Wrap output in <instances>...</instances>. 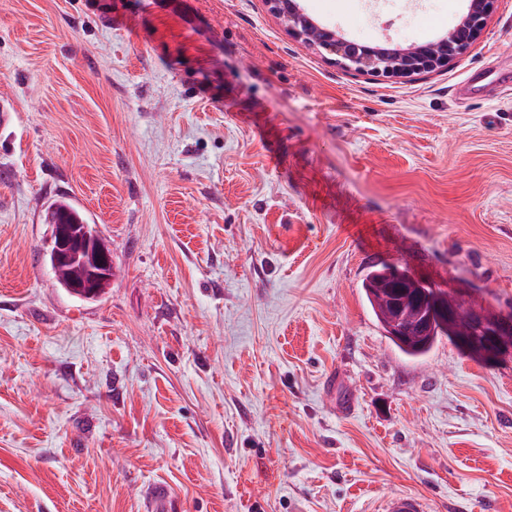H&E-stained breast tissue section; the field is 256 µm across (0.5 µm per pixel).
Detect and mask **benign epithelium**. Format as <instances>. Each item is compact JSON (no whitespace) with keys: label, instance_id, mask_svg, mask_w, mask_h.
Here are the masks:
<instances>
[{"label":"benign epithelium","instance_id":"benign-epithelium-1","mask_svg":"<svg viewBox=\"0 0 512 512\" xmlns=\"http://www.w3.org/2000/svg\"><path fill=\"white\" fill-rule=\"evenodd\" d=\"M497 0H468L466 12L456 26L435 41L407 47L386 43L364 45L340 32L320 25L300 6L299 0H269L272 13L285 24L288 33L306 44L334 55V62L358 72L383 77H409L445 66L463 55L483 33ZM50 266H61L78 260L86 267L81 279L62 283L69 294L83 300L102 296L112 262V251L92 224L59 222L51 225ZM375 293L388 292L393 317L387 326L389 335L398 342L420 341L437 332L448 334L467 355L489 364L509 356L512 358V316L480 319L478 335L458 336L454 321L458 310L448 297L430 294L416 278L395 270L387 279L377 282Z\"/></svg>","mask_w":512,"mask_h":512}]
</instances>
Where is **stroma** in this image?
I'll return each mask as SVG.
<instances>
[{"instance_id": "stroma-1", "label": "stroma", "mask_w": 512, "mask_h": 512, "mask_svg": "<svg viewBox=\"0 0 512 512\" xmlns=\"http://www.w3.org/2000/svg\"><path fill=\"white\" fill-rule=\"evenodd\" d=\"M363 43L465 0H301ZM512 0L447 67L388 79L266 0H0V512H512V358L405 356L398 266L512 314ZM65 198L119 267L57 283ZM486 74L482 69L470 72L458 85L457 90L466 99L480 97L485 90ZM422 499L416 495L397 493L386 497L377 512H423Z\"/></svg>"}]
</instances>
